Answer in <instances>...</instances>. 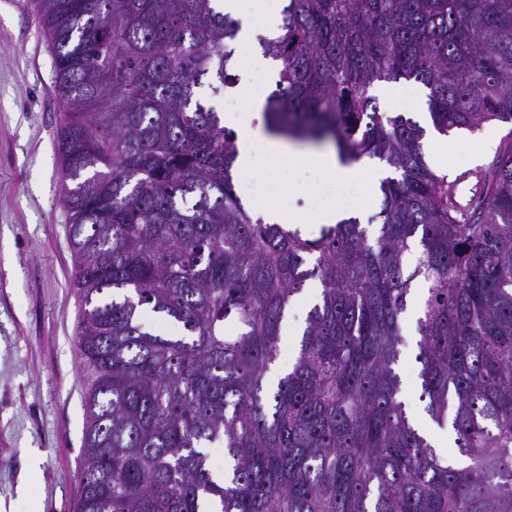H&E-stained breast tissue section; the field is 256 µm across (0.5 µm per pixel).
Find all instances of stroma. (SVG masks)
Here are the masks:
<instances>
[{
  "label": "stroma",
  "mask_w": 512,
  "mask_h": 512,
  "mask_svg": "<svg viewBox=\"0 0 512 512\" xmlns=\"http://www.w3.org/2000/svg\"><path fill=\"white\" fill-rule=\"evenodd\" d=\"M30 0H0V512H78L84 378L62 170L61 105ZM428 125L423 88L373 90Z\"/></svg>",
  "instance_id": "obj_1"
}]
</instances>
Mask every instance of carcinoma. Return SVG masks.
Returning <instances> with one entry per match:
<instances>
[{"label":"carcinoma","mask_w":512,"mask_h":512,"mask_svg":"<svg viewBox=\"0 0 512 512\" xmlns=\"http://www.w3.org/2000/svg\"><path fill=\"white\" fill-rule=\"evenodd\" d=\"M285 2L278 33L257 37L278 67L268 131L394 173L367 223L315 238L237 195V135L198 93L235 83L240 26L219 0H33L82 302L79 512H512V139L491 171L450 181L424 129L370 94L422 86L443 134L512 123V0ZM312 281L319 301L272 386ZM418 282L419 401L462 465L400 399ZM315 289L318 290L296 295L291 302L288 310V332L283 328L282 351L279 358L280 365H288L292 363L294 359L296 343L299 336L289 335V330L290 333L293 334L294 329L297 334V331L304 325L307 312L320 293V288Z\"/></svg>","instance_id":"cac0c4a2"}]
</instances>
